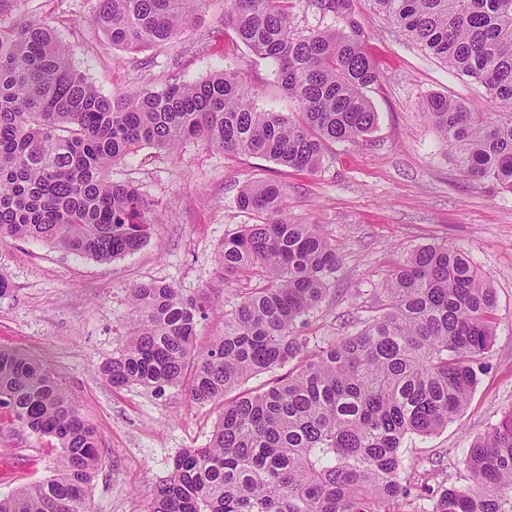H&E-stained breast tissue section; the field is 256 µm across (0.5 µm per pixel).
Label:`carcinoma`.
I'll return each mask as SVG.
<instances>
[{"label":"carcinoma","mask_w":512,"mask_h":512,"mask_svg":"<svg viewBox=\"0 0 512 512\" xmlns=\"http://www.w3.org/2000/svg\"><path fill=\"white\" fill-rule=\"evenodd\" d=\"M202 2L99 0L96 24L112 46L137 52L173 43ZM293 2L224 0V24L275 66L298 107L291 116L257 107V90L226 69L104 96L48 24L0 19V242L35 239L100 262L139 249L153 216L112 167L146 145L197 139L313 172L330 145L363 139L377 122L364 90L380 73L358 32L296 31ZM373 3L484 88L487 111L433 94L426 116L464 177L512 193V0ZM237 204L259 223L224 237L219 265L224 281L253 287L224 312V334L195 350L206 295L140 284L129 340L103 366L115 386L187 383L196 403H223L209 443L176 456L148 512H387L399 497L428 501L414 512H512V410L467 448V486L435 489L402 461L406 436L462 413L492 342L496 299L472 260L446 245L417 250L388 275L378 314L267 389L243 390L305 348L297 325L327 295L340 258L321 225L289 216L283 184H250ZM0 409L57 452L54 474L0 497V512H90L101 442L57 378L0 348Z\"/></svg>","instance_id":"carcinoma-1"}]
</instances>
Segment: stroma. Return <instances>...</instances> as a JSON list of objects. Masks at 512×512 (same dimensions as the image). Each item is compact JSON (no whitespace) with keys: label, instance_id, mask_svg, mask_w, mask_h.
<instances>
[{"label":"stroma","instance_id":"35a3bbf8","mask_svg":"<svg viewBox=\"0 0 512 512\" xmlns=\"http://www.w3.org/2000/svg\"><path fill=\"white\" fill-rule=\"evenodd\" d=\"M346 2L343 14L325 15L297 0L294 22L304 30L354 26L362 32L382 74L365 91L378 120L364 141L331 146L311 173L229 154L201 140L174 151L145 146L112 169L113 180L133 182L159 216L140 249L102 263L31 239L0 243V269L11 284L9 296L0 298V347L44 362L99 434L104 453L91 491L92 512H147L174 457L205 446L220 420V407L193 403L188 387L162 392L115 387L102 367L127 341L129 290L141 283H169L187 297L210 289L196 346L206 348L223 335L224 311L241 286L222 282L218 254L227 234L255 223L236 199L246 184L257 181L283 183L292 218L322 225L340 249L341 265L329 292L298 327L308 351L352 333L354 324L375 315L391 270L425 246L464 251L493 288L494 336L470 401L447 427L406 437L404 466L433 471L435 486L467 484V448L512 410V194L468 181L448 160L425 116L433 94L475 110L486 109L488 101L477 84L402 35L372 0ZM97 4L16 0L10 18H38L52 26L75 64L107 96L141 86L158 90L174 78L195 82L230 69L257 89L260 108L295 112L271 63L254 56L225 26L224 0H205L177 48L139 53L113 48L98 33ZM53 444L10 424L1 427L0 496L50 477Z\"/></svg>","mask_w":512,"mask_h":512}]
</instances>
